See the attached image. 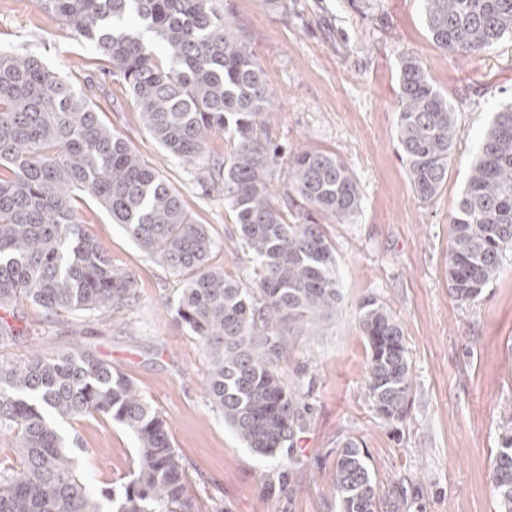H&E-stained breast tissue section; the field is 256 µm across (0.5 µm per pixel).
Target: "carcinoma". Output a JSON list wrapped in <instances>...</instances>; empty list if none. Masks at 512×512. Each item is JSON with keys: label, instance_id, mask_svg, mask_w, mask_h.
Wrapping results in <instances>:
<instances>
[{"label": "carcinoma", "instance_id": "cac0c4a2", "mask_svg": "<svg viewBox=\"0 0 512 512\" xmlns=\"http://www.w3.org/2000/svg\"><path fill=\"white\" fill-rule=\"evenodd\" d=\"M131 94L142 124L170 157L207 166L237 234L256 260L244 287L210 263L214 241L177 188L103 119L100 107L35 53L0 50V306L24 298L49 314H120L137 301L135 275L112 268L82 229L75 201L100 205L149 256L184 278L176 315L200 344L210 403L261 459L300 463L293 440L306 403L282 376L287 342L335 315L341 285L332 242L316 217L349 223L362 194L331 153L288 155V203L275 202L273 92L219 0H41ZM442 51L468 56L512 34V0H423ZM397 139L417 198L448 179L455 109L419 60L401 58ZM233 142L210 160L216 134ZM448 287L475 303L512 253V104L494 113L450 215ZM370 353L368 402L380 419L407 415L413 379L403 331L378 300L359 305ZM101 416L136 440L131 480L106 494L110 512H198L165 419L112 363L75 347L0 361V430L15 433L18 466L0 469V512H102L65 447L59 424ZM502 512H512V427L493 469ZM340 512H379L371 469L348 441L337 455Z\"/></svg>", "mask_w": 512, "mask_h": 512}]
</instances>
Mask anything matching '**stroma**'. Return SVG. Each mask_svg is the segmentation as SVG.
Returning a JSON list of instances; mask_svg holds the SVG:
<instances>
[{"label":"stroma","mask_w":512,"mask_h":512,"mask_svg":"<svg viewBox=\"0 0 512 512\" xmlns=\"http://www.w3.org/2000/svg\"><path fill=\"white\" fill-rule=\"evenodd\" d=\"M276 90L270 132L283 153L324 151L351 170L362 208L349 224L327 221L343 300L315 335L294 339L283 363L287 384L309 409L295 446L302 466L259 459L212 409L202 388L206 357L176 318L180 277L143 253L107 212L84 200L83 229L108 250L114 269L133 272L136 304L125 314L50 316L20 299L0 307V361L32 348L54 354L81 345L112 361L167 422L184 459L185 482L201 512H338L336 458L359 443L379 497L407 489L401 512H501L491 480L503 430L512 422V254L472 305L448 288V220L494 112L512 102V37L466 59L433 43L422 0H222ZM21 47L89 92L104 119L180 191L192 219L208 225L213 266L253 287L256 263L237 236L206 168L165 155L145 130L132 97L103 60L42 9L39 0H0V48ZM413 54L456 109L448 181L431 201L417 198L396 138L399 64ZM374 297L399 321L413 391L405 420L376 417L366 396L368 346L360 303ZM60 432L96 497L131 475L136 441L103 417L61 424Z\"/></svg>","instance_id":"35a3bbf8"}]
</instances>
